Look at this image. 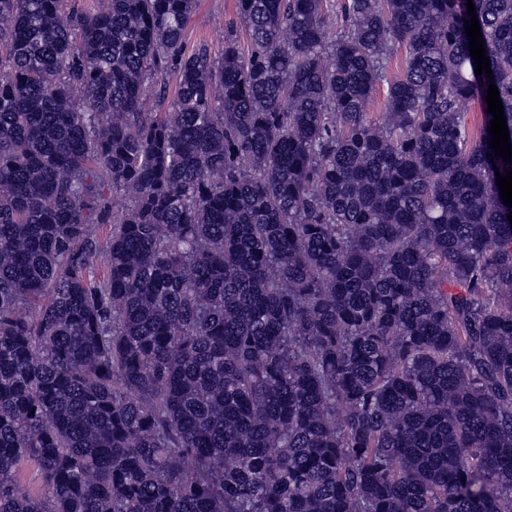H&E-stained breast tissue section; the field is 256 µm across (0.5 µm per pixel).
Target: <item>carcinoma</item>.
I'll use <instances>...</instances> for the list:
<instances>
[{
    "instance_id": "carcinoma-1",
    "label": "carcinoma",
    "mask_w": 512,
    "mask_h": 512,
    "mask_svg": "<svg viewBox=\"0 0 512 512\" xmlns=\"http://www.w3.org/2000/svg\"><path fill=\"white\" fill-rule=\"evenodd\" d=\"M98 2L0 0V512H512V0ZM185 34L188 49L204 43L214 57L224 50V36L235 32L240 45L247 50L248 41L236 12L237 0H198Z\"/></svg>"
}]
</instances>
